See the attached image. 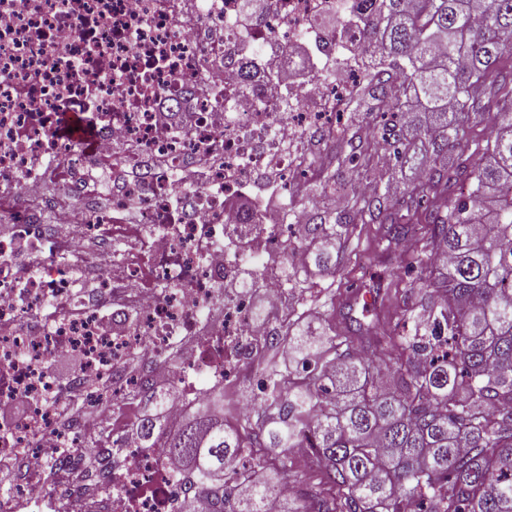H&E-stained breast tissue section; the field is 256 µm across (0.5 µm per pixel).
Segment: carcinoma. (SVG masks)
Masks as SVG:
<instances>
[{
    "instance_id": "cac0c4a2",
    "label": "carcinoma",
    "mask_w": 512,
    "mask_h": 512,
    "mask_svg": "<svg viewBox=\"0 0 512 512\" xmlns=\"http://www.w3.org/2000/svg\"><path fill=\"white\" fill-rule=\"evenodd\" d=\"M337 24L360 30L362 55H381L362 96H386L391 108H368L378 124L365 132L338 123L346 154L306 194L336 191L343 165L360 181L379 138L386 168L408 164L421 177L315 213L300 247L341 269L357 225H387L419 268L403 299L410 333L371 351H314L310 332L279 330L269 350L288 343L309 373L291 386L268 356L256 419L224 423L215 388L171 429L162 398L143 390L150 413L138 435L145 448L162 441L211 512H269L274 500L278 512H512V72L498 71L512 57V0H358ZM486 115L495 123L475 166L468 133ZM249 448L274 449L250 456L252 467L282 475L289 449L308 448L318 474L292 498L269 479L240 492L236 467Z\"/></svg>"
}]
</instances>
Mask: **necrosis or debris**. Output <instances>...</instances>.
Listing matches in <instances>:
<instances>
[{
    "mask_svg": "<svg viewBox=\"0 0 512 512\" xmlns=\"http://www.w3.org/2000/svg\"><path fill=\"white\" fill-rule=\"evenodd\" d=\"M0 0V512H181L182 473L129 429L111 430L149 381L169 425L255 364L272 317L254 319L234 251L261 258L289 226L261 201H291L317 175L339 117L368 81L357 28L310 27L353 0ZM189 123L159 128L161 109ZM95 149L62 137L70 113ZM110 190L85 180L101 158ZM59 191L32 192L56 169ZM136 206L139 230L120 224ZM98 263L86 268L84 257ZM59 352L82 364L58 385ZM67 475L49 484L44 466Z\"/></svg>",
    "mask_w": 512,
    "mask_h": 512,
    "instance_id": "4bbe7bcc",
    "label": "necrosis or debris"
}]
</instances>
